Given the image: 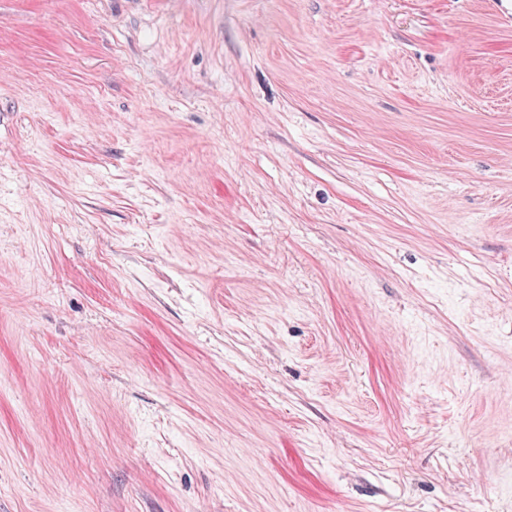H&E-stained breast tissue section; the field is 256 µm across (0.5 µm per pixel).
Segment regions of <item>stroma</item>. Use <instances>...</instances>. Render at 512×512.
Masks as SVG:
<instances>
[{
  "label": "stroma",
  "mask_w": 512,
  "mask_h": 512,
  "mask_svg": "<svg viewBox=\"0 0 512 512\" xmlns=\"http://www.w3.org/2000/svg\"><path fill=\"white\" fill-rule=\"evenodd\" d=\"M0 512H512V0H0Z\"/></svg>",
  "instance_id": "obj_1"
}]
</instances>
